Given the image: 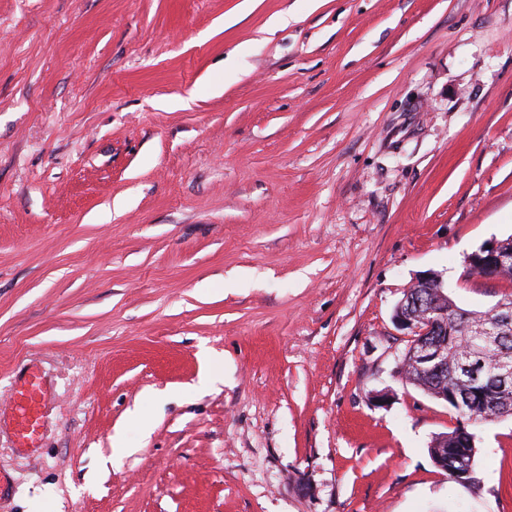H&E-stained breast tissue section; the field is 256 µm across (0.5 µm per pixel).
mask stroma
<instances>
[{"instance_id":"stroma-1","label":"stroma","mask_w":512,"mask_h":512,"mask_svg":"<svg viewBox=\"0 0 512 512\" xmlns=\"http://www.w3.org/2000/svg\"><path fill=\"white\" fill-rule=\"evenodd\" d=\"M510 237L512 0H0V512H512L393 323ZM19 438L23 442L32 441L41 420L42 388L40 378L33 372L26 376L19 391ZM459 426H455L448 433L439 434L429 448L430 456L433 462L439 459L441 468L448 474L449 478L454 481L468 486L477 488L479 480L475 473V456L477 454L476 436L470 432H459ZM468 456L471 461L470 473H458L460 469L458 464L459 456Z\"/></svg>"}]
</instances>
